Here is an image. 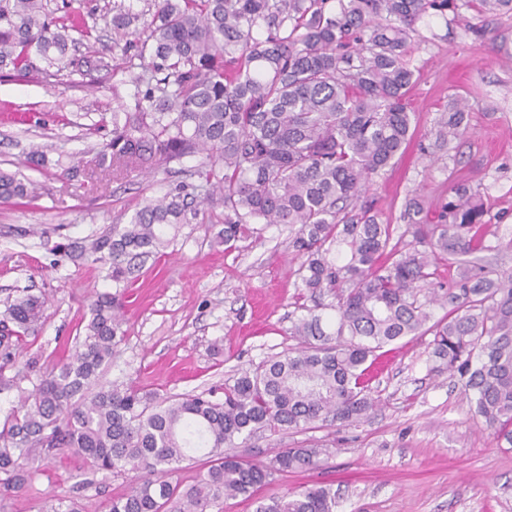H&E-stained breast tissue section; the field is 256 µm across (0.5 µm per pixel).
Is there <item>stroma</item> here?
I'll return each instance as SVG.
<instances>
[{"label": "stroma", "instance_id": "1", "mask_svg": "<svg viewBox=\"0 0 512 512\" xmlns=\"http://www.w3.org/2000/svg\"><path fill=\"white\" fill-rule=\"evenodd\" d=\"M46 2L57 17L83 14L97 32L94 45L72 43L68 69L59 75L0 70V169L38 188L30 203H0V303L24 291L48 300L35 335L24 340V356L50 368L72 355L102 292L122 299L123 339L103 372L107 381L164 396L197 394L223 385L238 367L291 354L294 322L332 298L301 289L287 226L258 225L225 248L224 206L212 200L127 286L112 282L102 265L65 255V245L127 223L147 201L188 180L192 162L119 180L92 176L110 138L112 112L133 101L121 70L125 46L113 42L109 25L121 0ZM474 16L462 7L416 23L407 92L414 138L363 199L401 233L408 199L432 211L453 183H468L481 195L492 230L477 262L512 272V14L488 18L478 31ZM91 47L113 72L81 77ZM458 95L470 106L469 129L436 149L434 122ZM35 146L47 159L39 169L27 163ZM62 162L76 166L77 175H61ZM430 342L427 335L406 337L382 348L383 365L372 381L380 405L368 419L268 433L243 448L256 463L297 445L328 451L318 468L280 475L262 496L324 485L336 493L334 512H512V449L499 446L457 379L431 373ZM128 487L127 476L94 472L82 458L59 454L40 462L29 484L10 494L7 512H38L51 497L108 512Z\"/></svg>", "mask_w": 512, "mask_h": 512}]
</instances>
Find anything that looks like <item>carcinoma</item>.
<instances>
[{
  "label": "carcinoma",
  "mask_w": 512,
  "mask_h": 512,
  "mask_svg": "<svg viewBox=\"0 0 512 512\" xmlns=\"http://www.w3.org/2000/svg\"><path fill=\"white\" fill-rule=\"evenodd\" d=\"M453 0H153L149 21L118 9L113 40L136 38L125 72L134 106L112 113L98 165L118 178L202 156L194 175L224 204V245L252 224H288L303 258L301 287L332 293L334 316L301 318L295 354L241 368L221 389L183 397L142 395L101 381L116 355V297L97 296L75 353L50 371L19 360L45 301L25 295L0 314V389L32 384L0 427V487L19 491L35 461L67 452L92 471L134 474L109 512H212L221 501L256 497L255 512H333L326 486L258 497L277 476L320 463L321 448H284L266 463L226 455L263 431L299 432L316 422L353 423L376 409L370 364L407 336H433L434 365L459 375L476 414L512 447V273L475 272L465 256L489 248L481 196L449 189L437 219L415 199L403 219L419 247L392 245L361 197L373 175L403 157L414 113L406 58L415 23ZM480 16L512 13V0H477ZM93 39L83 19L50 16L42 0H0V68L28 74L36 61L61 69L70 32ZM467 105L453 100L434 127L435 146L462 134ZM211 193L182 182L137 210L127 224L88 240L81 255L109 265L116 283L190 224ZM35 184L0 171V202L31 201ZM456 275L449 309L432 320L417 298L438 261ZM14 375L7 376L5 371ZM209 466L187 489L174 480L189 453Z\"/></svg>",
  "instance_id": "obj_1"
}]
</instances>
